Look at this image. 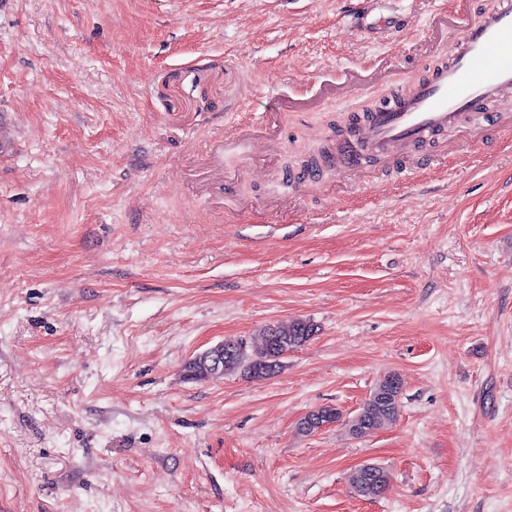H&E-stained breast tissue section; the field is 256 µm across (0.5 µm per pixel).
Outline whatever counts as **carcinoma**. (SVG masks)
Here are the masks:
<instances>
[{
  "instance_id": "carcinoma-1",
  "label": "carcinoma",
  "mask_w": 512,
  "mask_h": 512,
  "mask_svg": "<svg viewBox=\"0 0 512 512\" xmlns=\"http://www.w3.org/2000/svg\"><path fill=\"white\" fill-rule=\"evenodd\" d=\"M313 327L303 320L286 326L268 328L250 344H239L232 354L224 356L223 374L240 373L252 379H264L282 369V354L304 345L312 336ZM184 371L194 381H204L211 375L209 362L189 360ZM401 381L394 375L385 377L375 388L360 411L347 421L348 432L370 435L394 422L399 413ZM390 483L388 472L377 465L365 471L356 470L352 485L358 495L376 498L384 494Z\"/></svg>"
}]
</instances>
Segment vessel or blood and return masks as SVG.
Instances as JSON below:
<instances>
[{
	"instance_id": "1",
	"label": "vessel or blood",
	"mask_w": 512,
	"mask_h": 512,
	"mask_svg": "<svg viewBox=\"0 0 512 512\" xmlns=\"http://www.w3.org/2000/svg\"><path fill=\"white\" fill-rule=\"evenodd\" d=\"M446 56L424 78L401 79L385 104L339 133L337 169L360 172L369 157L396 160L424 145L433 161L465 114L488 101L512 112V0L462 29Z\"/></svg>"
}]
</instances>
